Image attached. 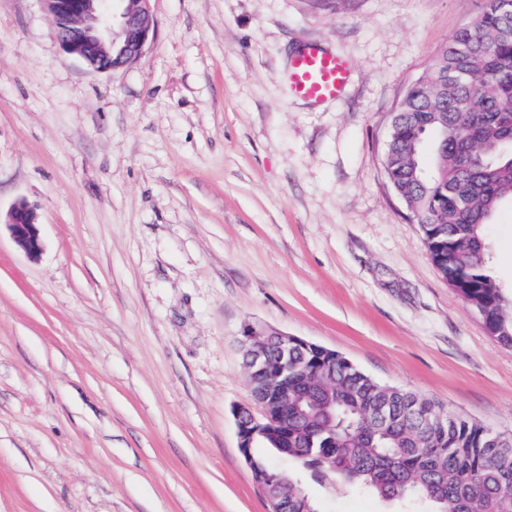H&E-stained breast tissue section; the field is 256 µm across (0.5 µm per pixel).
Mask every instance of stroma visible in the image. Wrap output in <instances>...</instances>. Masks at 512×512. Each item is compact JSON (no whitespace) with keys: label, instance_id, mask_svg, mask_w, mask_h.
Segmentation results:
<instances>
[{"label":"stroma","instance_id":"stroma-1","mask_svg":"<svg viewBox=\"0 0 512 512\" xmlns=\"http://www.w3.org/2000/svg\"><path fill=\"white\" fill-rule=\"evenodd\" d=\"M484 0H151L130 65L0 0V512H268L238 448L259 326L512 437V348L433 264L383 166L392 116ZM348 58L338 101L291 58ZM512 295V202L485 228ZM323 512H390L302 471ZM352 79L353 70L346 59L310 46L291 61L286 86L290 97L324 102L340 98ZM7 225L15 243L32 259L42 251L35 212L25 202H18L8 212Z\"/></svg>","mask_w":512,"mask_h":512}]
</instances>
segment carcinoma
<instances>
[{
	"label": "carcinoma",
	"instance_id": "obj_1",
	"mask_svg": "<svg viewBox=\"0 0 512 512\" xmlns=\"http://www.w3.org/2000/svg\"><path fill=\"white\" fill-rule=\"evenodd\" d=\"M393 191L420 224L435 267L512 347V298L491 272L484 226L512 200V0L482 13L440 49L432 71L406 91L384 155ZM266 388L273 418L251 449L255 482L288 481V512H320L296 474L257 452L361 487L415 512H512V440L451 414L436 401L381 384L338 352L314 343L270 346Z\"/></svg>",
	"mask_w": 512,
	"mask_h": 512
}]
</instances>
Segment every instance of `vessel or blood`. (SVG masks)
I'll use <instances>...</instances> for the list:
<instances>
[{
    "label": "vessel or blood",
    "mask_w": 512,
    "mask_h": 512,
    "mask_svg": "<svg viewBox=\"0 0 512 512\" xmlns=\"http://www.w3.org/2000/svg\"><path fill=\"white\" fill-rule=\"evenodd\" d=\"M352 79L353 70L346 59L310 46L291 61L286 86L290 97L324 102L340 98Z\"/></svg>",
    "instance_id": "vessel-or-blood-1"
}]
</instances>
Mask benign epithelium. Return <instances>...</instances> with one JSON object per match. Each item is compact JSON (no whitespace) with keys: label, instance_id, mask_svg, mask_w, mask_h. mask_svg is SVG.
<instances>
[{"label":"benign epithelium","instance_id":"1","mask_svg":"<svg viewBox=\"0 0 512 512\" xmlns=\"http://www.w3.org/2000/svg\"><path fill=\"white\" fill-rule=\"evenodd\" d=\"M53 16L60 48L68 55L84 61L93 70L107 72L119 69L139 58L151 40L150 0H127L119 16L120 37L113 39L114 14L112 0H42ZM7 225L15 243L32 259L42 251L35 212L24 202H18L8 212ZM247 341L258 336L276 340L288 351L290 336L249 327ZM253 375L266 374L267 361L260 346L249 347ZM239 448L244 460H249L254 434L246 433L242 409H233Z\"/></svg>","mask_w":512,"mask_h":512}]
</instances>
